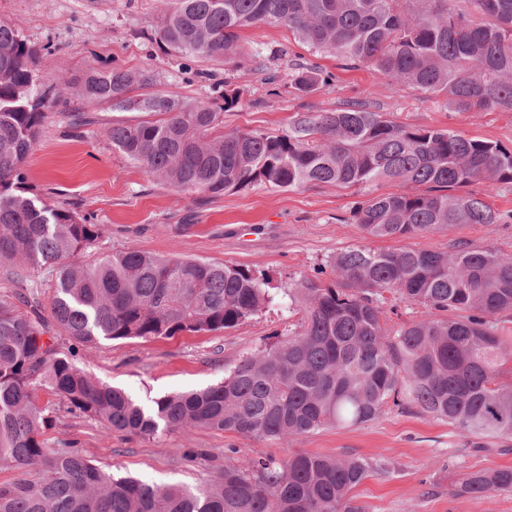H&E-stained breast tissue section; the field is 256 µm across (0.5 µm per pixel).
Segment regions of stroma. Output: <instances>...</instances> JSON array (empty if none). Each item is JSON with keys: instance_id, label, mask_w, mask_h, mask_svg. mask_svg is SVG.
<instances>
[{"instance_id": "35a3bbf8", "label": "stroma", "mask_w": 512, "mask_h": 512, "mask_svg": "<svg viewBox=\"0 0 512 512\" xmlns=\"http://www.w3.org/2000/svg\"><path fill=\"white\" fill-rule=\"evenodd\" d=\"M166 7V0H0V23L13 25L36 50L35 69L50 98L24 165L25 188L84 223L105 225L86 260L136 247L160 256L250 266L288 289L317 277L337 253L360 244L445 251L462 243L490 244L512 255V223L491 231L478 224L453 226L407 241L364 238L351 222L352 210L367 198L398 191L393 182L289 191L254 185L213 197L179 192L129 162L113 148L108 130L133 120V113L76 98L66 105L56 101L89 70L146 72L155 88L218 105L225 91H233L240 101L224 114L228 130L279 133L296 115L357 102L409 127L453 129L512 148V112L449 111L442 96L312 54L284 27L243 31V48L254 58L250 66L175 52L156 36ZM308 67L318 68L329 82L304 94L292 76ZM295 321L274 303L231 329L102 340L79 348L77 359L91 376L149 407L164 395L221 382L244 356L287 336ZM42 440L49 448L77 450L108 473L159 485L196 484L241 458L281 461L301 451L381 457L390 462V473L367 478L355 491L363 512H512V494L476 498L458 492L471 472L512 467V440H466L448 422L393 406L371 422L327 427L285 442L204 428L141 438L63 412Z\"/></svg>"}]
</instances>
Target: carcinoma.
<instances>
[{
	"mask_svg": "<svg viewBox=\"0 0 512 512\" xmlns=\"http://www.w3.org/2000/svg\"><path fill=\"white\" fill-rule=\"evenodd\" d=\"M281 26L308 48L442 95L454 112H512V0H170L158 36L172 50L243 64L240 32ZM35 51L0 23V261L19 280L56 271L50 315L73 342L171 338L233 328L272 302L262 271L164 257L136 247L90 262L104 232L73 212L26 195L22 166L45 118ZM152 76L91 71L80 100L146 119L112 125L128 161L180 192L219 196L250 185L290 190L381 180L403 191L376 195L351 212L368 238L434 235L462 224L512 222L464 188L512 184V150L440 127H409L351 103L304 113L288 130H224V113L176 91L129 95ZM319 71L296 73L313 92ZM332 278L294 289L295 330L246 356L207 388L165 395L145 408L74 361L50 326L0 297V466L22 476L0 483V512H361L353 492L387 470L375 458L300 452L283 461L246 458L190 487L114 477L74 450L48 448L42 430L63 409L108 430L151 437L207 428L286 441L377 418L388 405L448 422L467 438H512V256L492 245L453 251L356 246L336 254ZM427 317L392 331L388 298ZM448 312L453 316L439 317ZM52 400L40 405L35 393ZM512 493V468L476 471L460 492Z\"/></svg>",
	"mask_w": 512,
	"mask_h": 512,
	"instance_id": "carcinoma-1",
	"label": "carcinoma"
}]
</instances>
